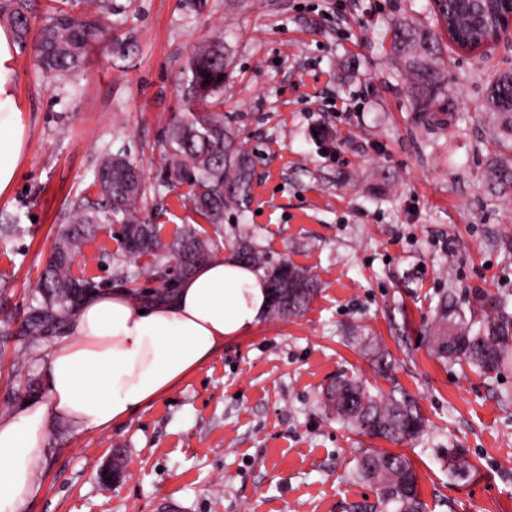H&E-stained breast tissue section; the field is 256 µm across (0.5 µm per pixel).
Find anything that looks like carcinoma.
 Here are the masks:
<instances>
[{
    "label": "carcinoma",
    "mask_w": 512,
    "mask_h": 512,
    "mask_svg": "<svg viewBox=\"0 0 512 512\" xmlns=\"http://www.w3.org/2000/svg\"><path fill=\"white\" fill-rule=\"evenodd\" d=\"M82 4L88 10L78 15L60 8L39 17L34 0H0V20L11 28L20 48L32 44L36 65L44 74L66 79L83 73L89 51L112 33L107 22L110 0ZM431 7L470 44L487 39L505 14L504 0H433ZM389 52L404 58L415 111L427 116L447 82L433 37L401 23L391 30ZM228 67L224 42L217 38L201 43L189 58L182 71L184 111L171 119L164 168L153 185L159 197L176 194L194 215L193 223L184 225L171 242L163 241L154 219L142 214L147 189L137 164L122 154H103L92 182L95 198L85 196L74 204L39 276V297L26 324L27 335L39 339L48 327L64 323L75 304L101 286L91 268L73 272L70 259L76 253L89 250L108 259L115 280L125 284L136 280L131 265L144 256L152 258L162 280L173 260L179 262L180 274L187 275L213 259L214 250L199 238L194 224H222L227 207L245 204L252 195L251 158L236 143L224 115V81L219 76H228ZM486 100L496 122L495 144L506 149L512 143V71L489 81ZM485 175L494 186L512 188V159L494 160ZM104 224L121 225V251L112 252L100 235ZM235 255L265 270L272 318L300 315L317 291V282L305 269L286 261L268 264L249 240L238 241ZM479 305L482 315H468L452 296H445L428 329L430 345L444 361H464L485 376H498L512 365V310L503 297L488 296ZM359 343L378 367H389L388 351L376 340L361 337ZM322 405L328 417L354 432L393 444L417 440L426 430L419 406L405 393L378 397L352 376L336 378L326 388ZM442 458L451 480H464L475 468L464 448H446ZM354 477L378 491L376 503L359 506L360 512H426L418 474L402 454L367 450L356 461Z\"/></svg>",
    "instance_id": "1"
}]
</instances>
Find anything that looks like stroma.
Here are the masks:
<instances>
[{"mask_svg":"<svg viewBox=\"0 0 512 512\" xmlns=\"http://www.w3.org/2000/svg\"><path fill=\"white\" fill-rule=\"evenodd\" d=\"M112 0L114 40L83 75L44 76L16 54L28 144L0 196V420L47 395V353L65 327L32 339L25 323L57 230L88 192L98 158L122 153L158 181L181 71L204 39L231 61L224 110L254 164L248 207L201 224L220 257L250 238L272 261L304 267L320 288L302 316L263 319L225 343L167 395L104 432L52 426L36 494L24 512H351L377 491L355 480L356 458L387 441L354 434L323 411L338 374L372 394L405 392L428 421L396 445L419 475L428 512H512V368L501 377L429 351L427 323L444 294L461 303L512 294V189L487 186L488 77L512 70V44L463 54L449 47L429 0ZM446 44L448 82L431 118L415 112L402 61L382 46L396 22ZM390 353L378 369L357 344ZM467 449L460 484L436 457ZM121 458L124 474L100 473Z\"/></svg>","mask_w":512,"mask_h":512,"instance_id":"stroma-1","label":"stroma"}]
</instances>
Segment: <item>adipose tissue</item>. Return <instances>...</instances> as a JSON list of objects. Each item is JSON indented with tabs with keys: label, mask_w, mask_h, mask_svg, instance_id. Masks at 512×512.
Wrapping results in <instances>:
<instances>
[{
	"label": "adipose tissue",
	"mask_w": 512,
	"mask_h": 512,
	"mask_svg": "<svg viewBox=\"0 0 512 512\" xmlns=\"http://www.w3.org/2000/svg\"><path fill=\"white\" fill-rule=\"evenodd\" d=\"M17 47L0 26V194L14 185L27 143L16 95ZM262 271L234 257L199 265L165 298L122 288L96 291L72 311L70 336L45 360L48 397L0 421V512H23L35 493L53 421L101 432L175 388L225 342L266 313Z\"/></svg>",
	"instance_id": "adipose-tissue-1"
}]
</instances>
